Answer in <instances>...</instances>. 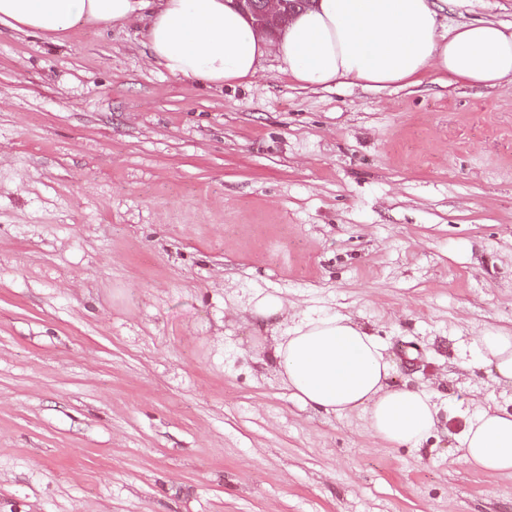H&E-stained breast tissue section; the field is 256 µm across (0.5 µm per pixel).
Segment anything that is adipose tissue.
Returning <instances> with one entry per match:
<instances>
[{"label": "adipose tissue", "instance_id": "1", "mask_svg": "<svg viewBox=\"0 0 512 512\" xmlns=\"http://www.w3.org/2000/svg\"><path fill=\"white\" fill-rule=\"evenodd\" d=\"M136 19L147 22V47L159 66L216 87L250 83L271 55L303 88L415 85L433 73L469 85L512 84V28L475 21L440 32L436 0H314L273 35L232 0H0V26L53 43L82 22L107 28ZM251 313L274 328L269 358L303 406L334 417L362 413L370 431L393 445L419 446L434 430L431 397L390 384L392 362L353 316L303 318L284 330V305L272 295L256 299ZM475 348L496 381L512 385V332L485 329ZM461 451L477 470L512 474V411L480 408Z\"/></svg>", "mask_w": 512, "mask_h": 512}]
</instances>
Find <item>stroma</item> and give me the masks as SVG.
Wrapping results in <instances>:
<instances>
[{"mask_svg": "<svg viewBox=\"0 0 512 512\" xmlns=\"http://www.w3.org/2000/svg\"><path fill=\"white\" fill-rule=\"evenodd\" d=\"M512 26V0L442 27ZM169 75L140 27L0 29V512H512L460 434L512 410V87ZM353 315L431 394L420 448L295 401L250 314ZM475 348L480 357L494 367L495 380L512 385V332L485 329L477 336Z\"/></svg>", "mask_w": 512, "mask_h": 512, "instance_id": "35a3bbf8", "label": "stroma"}]
</instances>
